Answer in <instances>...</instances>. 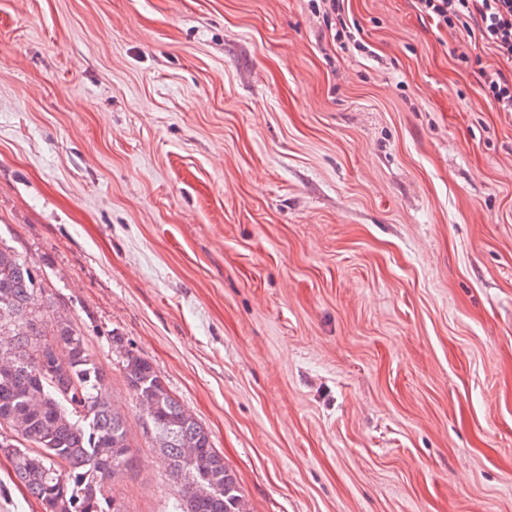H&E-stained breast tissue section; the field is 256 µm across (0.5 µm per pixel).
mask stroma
<instances>
[{
    "label": "stroma",
    "instance_id": "1",
    "mask_svg": "<svg viewBox=\"0 0 512 512\" xmlns=\"http://www.w3.org/2000/svg\"><path fill=\"white\" fill-rule=\"evenodd\" d=\"M0 0V241L177 490L150 359L249 512H512V113L411 0ZM316 3L314 8L318 10L320 14L322 12V18L326 25V28L330 31L332 35V31L334 30V34L332 38L334 41H341L342 38H351L352 32L350 31V27L347 23V19L345 17V8L344 2L345 0H312Z\"/></svg>",
    "mask_w": 512,
    "mask_h": 512
}]
</instances>
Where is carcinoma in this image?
<instances>
[{"instance_id":"obj_1","label":"carcinoma","mask_w":512,"mask_h":512,"mask_svg":"<svg viewBox=\"0 0 512 512\" xmlns=\"http://www.w3.org/2000/svg\"><path fill=\"white\" fill-rule=\"evenodd\" d=\"M48 297L35 267L0 245V426L16 434L0 440V453L42 512H127L106 493L134 462L125 414L102 394L103 371L73 320H47ZM123 373L178 488L175 512H247L208 430L152 362L128 352Z\"/></svg>"}]
</instances>
